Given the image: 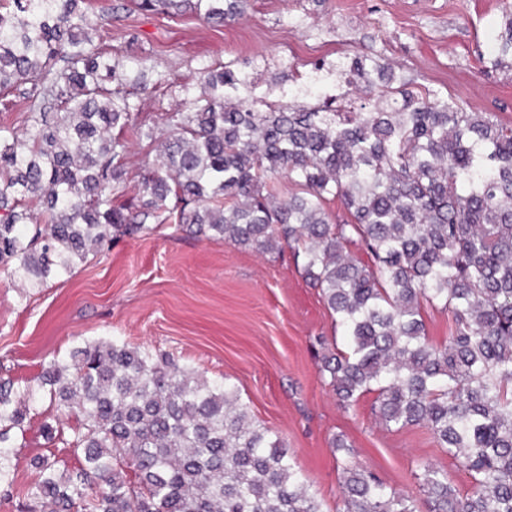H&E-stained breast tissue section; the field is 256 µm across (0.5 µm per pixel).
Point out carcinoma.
I'll use <instances>...</instances> for the list:
<instances>
[{
	"label": "carcinoma",
	"mask_w": 512,
	"mask_h": 512,
	"mask_svg": "<svg viewBox=\"0 0 512 512\" xmlns=\"http://www.w3.org/2000/svg\"><path fill=\"white\" fill-rule=\"evenodd\" d=\"M139 11L222 24L246 0H127ZM86 0H0V92L30 85L43 109L0 136V267L42 288L112 243L172 228L248 246L289 248L348 339L321 373L344 404L376 393L386 428L422 425L473 480L459 495L421 465L427 512H512V121L412 90L377 61L340 57L316 79L347 76L343 105L224 94L253 88L224 64L185 85L187 112L133 119L140 78L94 44ZM496 60L512 56V3ZM64 63L58 69V63ZM384 81L365 112L355 93ZM116 86H111L112 82ZM155 154L128 177L129 142ZM293 187L278 196L275 180ZM339 202L344 215L330 210ZM38 219L33 231L26 229ZM368 253L366 266L351 252ZM454 327L430 340L423 303ZM49 398L74 419L62 443L79 466L33 458L26 512H324L281 441L252 422L237 389L120 340L53 357L40 384L0 376V498L13 497V448ZM343 512H419L411 497L343 460Z\"/></svg>",
	"instance_id": "cac0c4a2"
}]
</instances>
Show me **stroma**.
Returning a JSON list of instances; mask_svg holds the SVG:
<instances>
[{
	"instance_id": "stroma-1",
	"label": "stroma",
	"mask_w": 512,
	"mask_h": 512,
	"mask_svg": "<svg viewBox=\"0 0 512 512\" xmlns=\"http://www.w3.org/2000/svg\"><path fill=\"white\" fill-rule=\"evenodd\" d=\"M111 5L105 17L98 0L85 8L94 41L122 56L129 76L143 75L148 91L138 110L161 139L166 113L188 109L182 85L198 84L215 63L258 72L265 91L344 54L387 64L467 111L512 120V67L493 63L504 30L501 0H248L221 25L137 11L126 0ZM104 338L164 351L235 385L326 512L342 507L338 438L360 466L416 501L424 499V461L447 472L460 494L472 490L468 472L426 428L383 426L374 394L346 408L338 403L319 367L324 352L346 350L347 339L290 252L262 255L163 230L123 239L27 293L0 270V376L36 381L55 354ZM55 420L49 400L31 411L13 459L14 500L0 503V512H17L16 500L36 478L33 457L52 453L78 466L77 455L43 435Z\"/></svg>"
}]
</instances>
